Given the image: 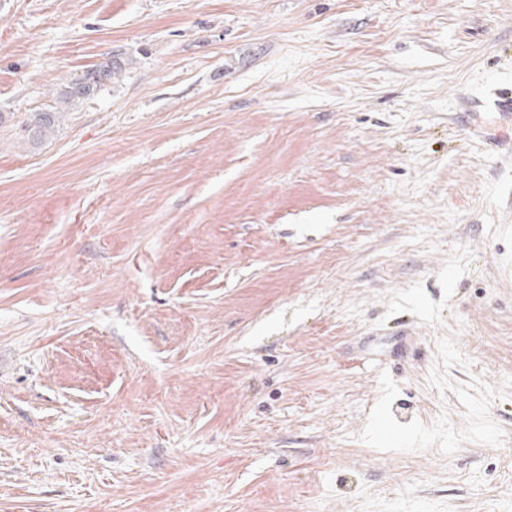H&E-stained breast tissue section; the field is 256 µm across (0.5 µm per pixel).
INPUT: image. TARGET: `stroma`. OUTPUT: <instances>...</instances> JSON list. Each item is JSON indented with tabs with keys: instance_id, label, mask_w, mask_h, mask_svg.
I'll list each match as a JSON object with an SVG mask.
<instances>
[{
	"instance_id": "obj_1",
	"label": "stroma",
	"mask_w": 512,
	"mask_h": 512,
	"mask_svg": "<svg viewBox=\"0 0 512 512\" xmlns=\"http://www.w3.org/2000/svg\"><path fill=\"white\" fill-rule=\"evenodd\" d=\"M498 94L512 0H0V512H512ZM122 73V63L112 61L110 64L88 71L72 78L53 92L54 105L31 117L21 126L22 137L30 144L42 142L48 134L55 131L61 112H65L85 98L92 96L102 83L117 79ZM81 83V84H80Z\"/></svg>"
}]
</instances>
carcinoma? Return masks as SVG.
<instances>
[{
    "instance_id": "obj_1",
    "label": "carcinoma",
    "mask_w": 512,
    "mask_h": 512,
    "mask_svg": "<svg viewBox=\"0 0 512 512\" xmlns=\"http://www.w3.org/2000/svg\"><path fill=\"white\" fill-rule=\"evenodd\" d=\"M121 73L122 63L113 61L66 81L53 92V105L32 113L21 126L22 137L31 144L41 142L55 131L61 113L92 96L102 83L116 79Z\"/></svg>"
}]
</instances>
